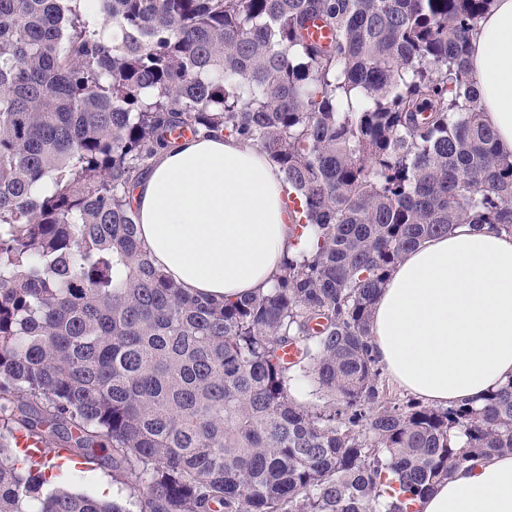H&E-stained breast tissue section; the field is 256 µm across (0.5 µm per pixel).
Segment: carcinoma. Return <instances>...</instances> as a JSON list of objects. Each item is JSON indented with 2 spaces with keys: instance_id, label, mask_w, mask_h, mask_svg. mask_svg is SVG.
Listing matches in <instances>:
<instances>
[{
  "instance_id": "1",
  "label": "carcinoma",
  "mask_w": 512,
  "mask_h": 512,
  "mask_svg": "<svg viewBox=\"0 0 512 512\" xmlns=\"http://www.w3.org/2000/svg\"><path fill=\"white\" fill-rule=\"evenodd\" d=\"M98 2L0 0V512H416L512 454V381L479 408L391 403L368 344L407 250L512 233L469 62L494 0ZM181 129L259 148L303 201L313 245L271 290L190 296L150 263L129 188ZM17 431L127 505L62 472L42 493ZM104 482L110 484L112 489L107 484H102L98 488L99 495L103 499H107L112 495V500H114V502L125 505L127 500V491L125 488L119 484H113L102 472L74 471L69 478L68 484L72 490L97 496V487L99 484Z\"/></svg>"
}]
</instances>
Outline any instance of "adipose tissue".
Segmentation results:
<instances>
[{
    "label": "adipose tissue",
    "instance_id": "1",
    "mask_svg": "<svg viewBox=\"0 0 512 512\" xmlns=\"http://www.w3.org/2000/svg\"><path fill=\"white\" fill-rule=\"evenodd\" d=\"M470 62L484 120L512 154V0L473 31ZM292 194L257 147L224 134L176 140L130 192L153 265L193 296L239 299L273 288L298 249ZM373 355L406 392L448 407L480 404L512 379V235L456 225L408 250L382 288ZM417 512H512V455L467 463Z\"/></svg>",
    "mask_w": 512,
    "mask_h": 512
}]
</instances>
